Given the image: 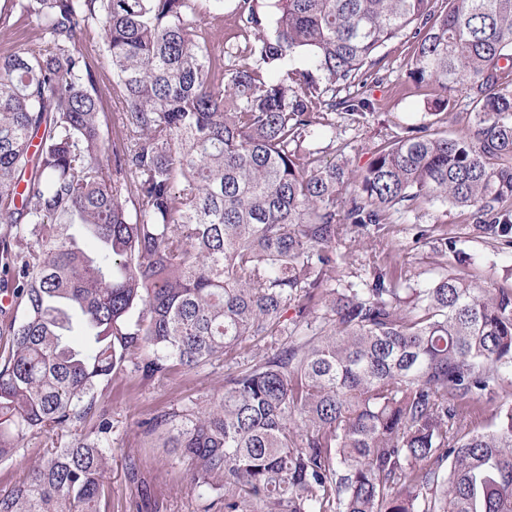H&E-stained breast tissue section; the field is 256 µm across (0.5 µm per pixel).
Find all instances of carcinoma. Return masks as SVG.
<instances>
[{"instance_id":"carcinoma-1","label":"carcinoma","mask_w":512,"mask_h":512,"mask_svg":"<svg viewBox=\"0 0 512 512\" xmlns=\"http://www.w3.org/2000/svg\"><path fill=\"white\" fill-rule=\"evenodd\" d=\"M197 2L0 7L1 31L37 29L0 53V269L23 305L0 357V462L68 437L0 489V512H106L113 379L235 364L248 341L263 346L224 392L141 423L199 496L224 512H512V289L448 271L415 288L377 254L345 281L353 245L336 252L348 227L419 200L512 238V0H275L267 27L259 0H235L231 66ZM407 31L409 78L439 93L350 186L315 147L333 133L319 108L366 119V99L334 92ZM90 49L116 77L110 120ZM458 93L468 129L431 132Z\"/></svg>"}]
</instances>
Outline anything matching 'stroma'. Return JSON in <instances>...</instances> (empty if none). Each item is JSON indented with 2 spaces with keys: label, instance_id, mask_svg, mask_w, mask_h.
<instances>
[{
  "label": "stroma",
  "instance_id": "35a3bbf8",
  "mask_svg": "<svg viewBox=\"0 0 512 512\" xmlns=\"http://www.w3.org/2000/svg\"><path fill=\"white\" fill-rule=\"evenodd\" d=\"M414 51V40L402 34L380 50L377 80L347 88V95L368 98L374 111L360 124L343 112H328L336 137L320 140L324 161L345 164L350 173H357L378 149L401 137L406 128L423 123L435 91L408 79ZM352 234L362 248L351 264L339 266L341 278L362 274L370 258L365 247L377 243L391 249L393 262L417 286H426L446 266L462 268L479 284L512 288V245L474 231L470 211L421 203L391 213L380 227L356 228ZM446 239L455 242V251L442 250ZM226 371L222 364L207 366L164 384L130 372L116 377L106 399L112 418L109 512H224L221 503L208 505L199 499L184 466L172 463L141 424L174 405L222 390ZM132 466L137 469L133 476L128 473Z\"/></svg>",
  "mask_w": 512,
  "mask_h": 512
}]
</instances>
